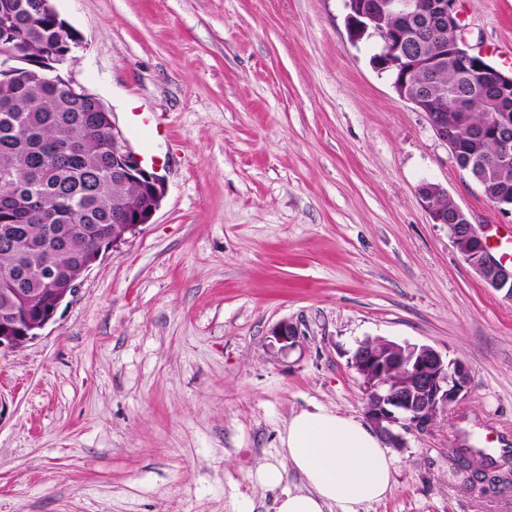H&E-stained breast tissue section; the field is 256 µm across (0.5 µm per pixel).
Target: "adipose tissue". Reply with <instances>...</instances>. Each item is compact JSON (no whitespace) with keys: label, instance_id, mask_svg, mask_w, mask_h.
<instances>
[{"label":"adipose tissue","instance_id":"adipose-tissue-1","mask_svg":"<svg viewBox=\"0 0 512 512\" xmlns=\"http://www.w3.org/2000/svg\"><path fill=\"white\" fill-rule=\"evenodd\" d=\"M279 464H264L257 481L280 487L286 470L296 471L303 489H282L276 512H341L381 501L390 488L393 458L364 423L323 406L296 413L279 435Z\"/></svg>","mask_w":512,"mask_h":512}]
</instances>
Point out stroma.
Here are the masks:
<instances>
[{
  "label": "stroma",
  "instance_id": "1",
  "mask_svg": "<svg viewBox=\"0 0 512 512\" xmlns=\"http://www.w3.org/2000/svg\"><path fill=\"white\" fill-rule=\"evenodd\" d=\"M52 4L83 41L74 77L124 134L150 117L165 193L37 338L0 351V512H275L257 468L301 410L363 419L348 361L367 338L430 345L472 381L360 512H512V485L480 495L453 464L512 444V298L418 188L497 238L512 216L350 41L343 0ZM457 9L511 69L512 0ZM271 333L276 342L281 345V350L294 349L301 344L302 334L298 326L288 320L277 323Z\"/></svg>",
  "mask_w": 512,
  "mask_h": 512
}]
</instances>
